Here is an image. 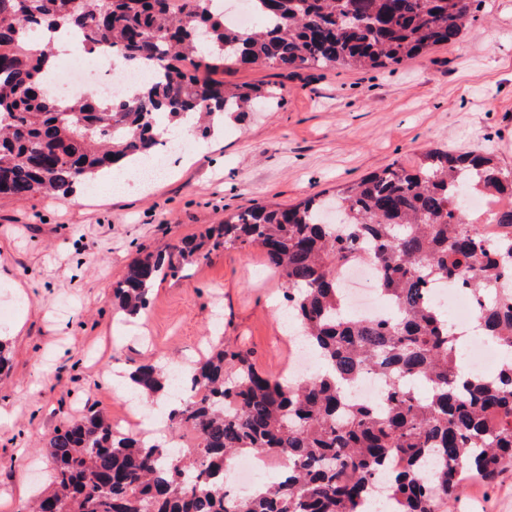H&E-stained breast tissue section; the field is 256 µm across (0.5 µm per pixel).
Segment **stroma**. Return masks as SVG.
<instances>
[{
	"mask_svg": "<svg viewBox=\"0 0 512 512\" xmlns=\"http://www.w3.org/2000/svg\"><path fill=\"white\" fill-rule=\"evenodd\" d=\"M228 85L275 87L273 109L225 115L195 141L188 163L148 188L99 179L81 201L0 197V497L44 484L41 442L88 407L115 415L129 402L111 365L192 357L212 337L244 343L257 366L281 374L284 282L255 248L228 243L188 276L161 281L147 312L122 322L113 290L138 255L167 249L240 210L283 207L334 191L431 147L482 148L512 167V0H483L460 40L379 69L311 67L289 74L240 66ZM25 295H18V288ZM22 328H15V321ZM453 512H512V467L490 486L466 484Z\"/></svg>",
	"mask_w": 512,
	"mask_h": 512,
	"instance_id": "stroma-1",
	"label": "stroma"
}]
</instances>
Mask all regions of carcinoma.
<instances>
[{"label":"carcinoma","mask_w":512,"mask_h":512,"mask_svg":"<svg viewBox=\"0 0 512 512\" xmlns=\"http://www.w3.org/2000/svg\"><path fill=\"white\" fill-rule=\"evenodd\" d=\"M481 0H252L259 24L239 31L213 0H0V196L23 201L68 195L127 164H142L167 126L191 114L207 120L249 112L276 91L224 84L238 65L293 71L309 67L376 69L458 41ZM78 29L92 52L127 67L157 62L166 79L117 101L92 91L61 99L48 91L57 62L49 40ZM502 199L492 223L512 256V169L486 150L425 153L391 164L336 193L289 207L247 209L184 240L136 257L115 288L128 321L148 310L156 283L206 261L231 241L261 250L286 284L284 303L322 369L292 379L258 370L249 351L219 338L186 375L193 395L168 414L171 429L195 442L178 454L160 437L118 435L92 408L58 427L44 451L53 489L32 512H361L376 498L382 466L406 467L382 486L392 512H443L463 492L462 477L492 480L512 464V359L491 374L459 371L460 345L430 278L459 280L480 304L479 334L512 353V301L495 295L512 276L470 224L466 194ZM367 249L390 315L345 312L336 267ZM365 373L381 377L386 408L348 393ZM150 402L173 392L160 363L129 374ZM243 454L288 459V478L263 491L226 489L225 468Z\"/></svg>","instance_id":"cac0c4a2"}]
</instances>
